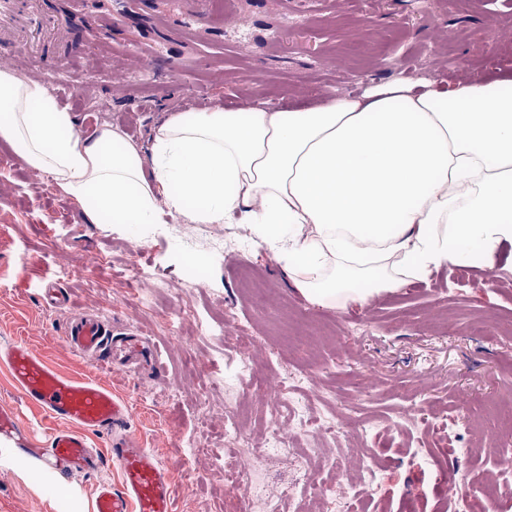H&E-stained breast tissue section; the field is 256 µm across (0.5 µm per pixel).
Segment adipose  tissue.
<instances>
[{"mask_svg":"<svg viewBox=\"0 0 512 512\" xmlns=\"http://www.w3.org/2000/svg\"><path fill=\"white\" fill-rule=\"evenodd\" d=\"M512 80L402 78L318 106L172 112L149 149L86 136L49 87L0 68V139L91 224L248 225L310 301L365 303L512 243Z\"/></svg>","mask_w":512,"mask_h":512,"instance_id":"obj_1","label":"adipose tissue"}]
</instances>
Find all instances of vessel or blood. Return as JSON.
<instances>
[{"instance_id":"obj_1","label":"vessel or blood","mask_w":512,"mask_h":512,"mask_svg":"<svg viewBox=\"0 0 512 512\" xmlns=\"http://www.w3.org/2000/svg\"><path fill=\"white\" fill-rule=\"evenodd\" d=\"M48 0H0V67H41L51 58L55 39L44 24ZM70 349L97 354L105 362L132 361L149 356L138 341L110 344L100 319L77 316L66 331ZM0 367L27 405L56 426L37 460L43 471L73 479L96 470L110 458L118 483L101 482L93 492V512H173L167 469L131 433L129 404L95 381L68 376L19 339L0 346ZM24 423L9 405L0 404V443L24 447ZM107 432L106 450L90 439Z\"/></svg>"}]
</instances>
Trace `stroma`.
I'll list each match as a JSON object with an SVG mask.
<instances>
[{
	"label": "stroma",
	"mask_w": 512,
	"mask_h": 512,
	"mask_svg": "<svg viewBox=\"0 0 512 512\" xmlns=\"http://www.w3.org/2000/svg\"><path fill=\"white\" fill-rule=\"evenodd\" d=\"M53 0L51 90L78 129L117 125L141 148L168 113L288 110L401 75L483 81L512 74V0H223L197 21L192 0ZM109 34L86 44L89 29ZM69 302L46 307L43 280ZM97 314L109 336H142L153 370L107 369L70 350L73 317ZM512 244L493 267L448 265L363 304L311 303L241 224H90L79 204L0 140V345L26 340L58 370L112 388L129 425L172 474L175 512H232L224 479V403L252 433L288 425L285 380L300 381L319 420L295 435L331 472L366 457L379 485L367 512H512ZM253 337L234 394L229 336ZM27 423L31 447L53 423L5 371L0 402ZM448 447H441L440 435ZM456 480L447 497L439 472ZM110 461L79 480L43 472L0 444V512H92Z\"/></svg>",
	"instance_id": "35a3bbf8"
}]
</instances>
